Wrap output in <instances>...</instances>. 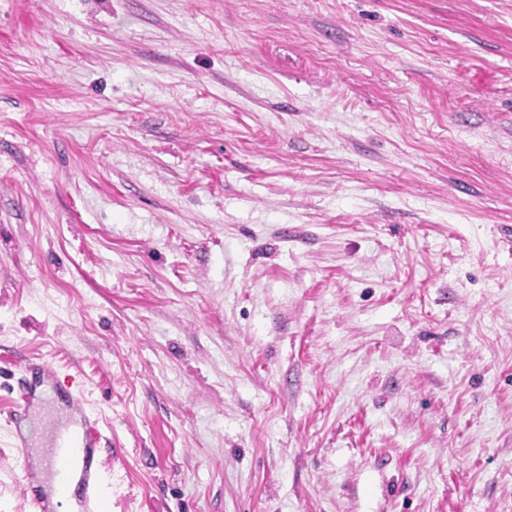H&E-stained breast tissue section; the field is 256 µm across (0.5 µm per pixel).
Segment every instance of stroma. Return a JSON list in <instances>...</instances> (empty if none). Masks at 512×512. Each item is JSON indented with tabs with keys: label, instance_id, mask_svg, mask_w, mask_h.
Wrapping results in <instances>:
<instances>
[{
	"label": "stroma",
	"instance_id": "stroma-1",
	"mask_svg": "<svg viewBox=\"0 0 512 512\" xmlns=\"http://www.w3.org/2000/svg\"><path fill=\"white\" fill-rule=\"evenodd\" d=\"M32 357L109 512H512V0H0V512Z\"/></svg>",
	"mask_w": 512,
	"mask_h": 512
}]
</instances>
